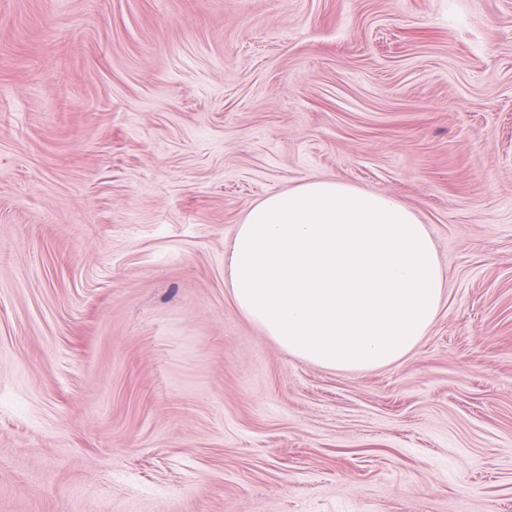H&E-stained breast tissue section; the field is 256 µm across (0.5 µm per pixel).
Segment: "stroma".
Segmentation results:
<instances>
[{
  "label": "stroma",
  "instance_id": "35a3bbf8",
  "mask_svg": "<svg viewBox=\"0 0 512 512\" xmlns=\"http://www.w3.org/2000/svg\"><path fill=\"white\" fill-rule=\"evenodd\" d=\"M312 176L429 228L394 364L233 304ZM0 512H512V0H0Z\"/></svg>",
  "mask_w": 512,
  "mask_h": 512
}]
</instances>
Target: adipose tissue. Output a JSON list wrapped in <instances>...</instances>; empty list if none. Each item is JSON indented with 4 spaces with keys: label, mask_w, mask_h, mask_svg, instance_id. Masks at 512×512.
Here are the masks:
<instances>
[{
    "label": "adipose tissue",
    "mask_w": 512,
    "mask_h": 512,
    "mask_svg": "<svg viewBox=\"0 0 512 512\" xmlns=\"http://www.w3.org/2000/svg\"><path fill=\"white\" fill-rule=\"evenodd\" d=\"M224 264L247 320L289 355L331 369L403 359L446 288L429 229L409 207L331 179L252 206Z\"/></svg>",
    "instance_id": "obj_1"
}]
</instances>
